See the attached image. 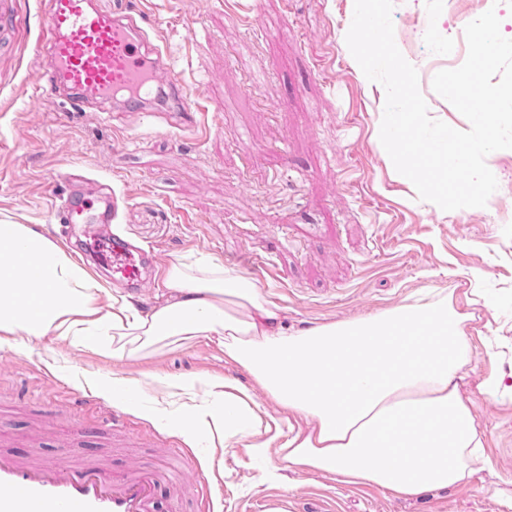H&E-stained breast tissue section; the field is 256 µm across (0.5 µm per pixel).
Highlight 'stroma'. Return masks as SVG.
Returning a JSON list of instances; mask_svg holds the SVG:
<instances>
[{
    "instance_id": "obj_1",
    "label": "stroma",
    "mask_w": 512,
    "mask_h": 512,
    "mask_svg": "<svg viewBox=\"0 0 512 512\" xmlns=\"http://www.w3.org/2000/svg\"><path fill=\"white\" fill-rule=\"evenodd\" d=\"M47 0H18L17 47L0 45V222L49 234L51 200L41 184L80 167L118 198L113 234L155 248L163 266L182 258L234 267L281 310L288 330L378 314L430 288L453 292L466 315L474 360L461 389L482 432L488 466L470 483L397 498L336 476L289 470L267 480L277 450L305 420L262 391L263 456L231 437L210 444L183 435L207 379L248 374L224 358L216 338L166 346L147 358L115 359L47 335L0 342V413L17 458L134 456L165 465L187 497L159 491L157 512H512V397L483 387L512 373V149L489 154L497 190L485 207L445 211L421 200L398 173L377 132L386 92L369 81L346 34L355 0H127L145 11L151 40L164 45L185 82L200 87L206 137L179 112H75L58 121L33 97L38 16ZM491 8L488 0H395L394 38L418 72L432 118L465 131L469 121L432 87L454 68L448 42ZM197 379L195 399L171 383ZM137 389L136 407L125 400ZM115 411L131 433L87 438L74 428L72 392Z\"/></svg>"
}]
</instances>
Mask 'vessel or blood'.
Returning <instances> with one entry per match:
<instances>
[{"instance_id":"vessel-or-blood-1","label":"vessel or blood","mask_w":512,"mask_h":512,"mask_svg":"<svg viewBox=\"0 0 512 512\" xmlns=\"http://www.w3.org/2000/svg\"><path fill=\"white\" fill-rule=\"evenodd\" d=\"M137 16L134 10L105 9L100 0H49L36 45L42 60L37 100L62 104L63 119L72 112H151L160 98L166 111L194 116L196 93ZM64 181L61 194L55 180L44 183L46 192L59 196L53 223L67 230L82 225L80 251L95 268L111 271L113 281L131 290L151 282L160 266L157 251L131 247L100 230L115 217L111 192H86L79 168ZM166 478L165 468L152 462L122 474L98 462H24L0 451V512H156Z\"/></svg>"}]
</instances>
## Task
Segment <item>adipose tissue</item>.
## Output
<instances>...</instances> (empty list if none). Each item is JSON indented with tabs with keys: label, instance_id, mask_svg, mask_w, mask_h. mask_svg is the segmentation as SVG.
Returning a JSON list of instances; mask_svg holds the SVG:
<instances>
[{
	"label": "adipose tissue",
	"instance_id": "adipose-tissue-1",
	"mask_svg": "<svg viewBox=\"0 0 512 512\" xmlns=\"http://www.w3.org/2000/svg\"><path fill=\"white\" fill-rule=\"evenodd\" d=\"M45 286L25 294L20 254ZM168 297L142 313L127 296L101 305V285L72 253L23 224H0V333L56 334L79 349L138 357L160 346L217 337L227 358L312 427L281 445L280 468L315 470L404 496L468 482L485 444L459 381L473 358L465 317L439 292L381 314L295 332L255 285L217 263L176 260ZM224 406L197 408L185 433L225 439L233 421L253 432L257 404L233 378L211 380Z\"/></svg>",
	"mask_w": 512,
	"mask_h": 512
}]
</instances>
